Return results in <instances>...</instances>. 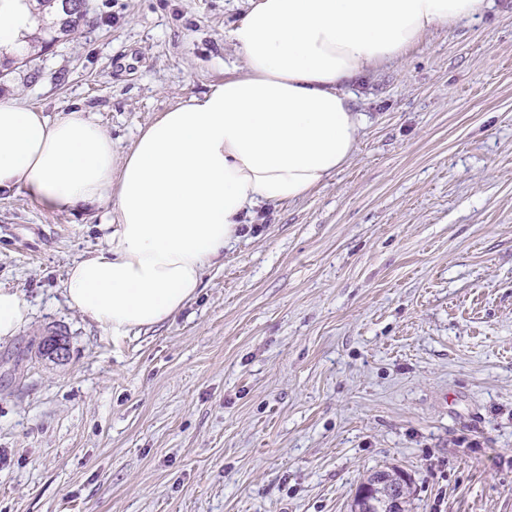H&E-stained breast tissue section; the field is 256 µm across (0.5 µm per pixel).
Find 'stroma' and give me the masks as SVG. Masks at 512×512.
<instances>
[{"mask_svg": "<svg viewBox=\"0 0 512 512\" xmlns=\"http://www.w3.org/2000/svg\"><path fill=\"white\" fill-rule=\"evenodd\" d=\"M248 7L88 0L0 98L84 109L127 151L240 66ZM346 91L350 161L256 209L184 310L120 340L63 295L105 209L0 194V285L32 308L0 342V512H351L386 466L413 512H512V0Z\"/></svg>", "mask_w": 512, "mask_h": 512, "instance_id": "stroma-1", "label": "stroma"}]
</instances>
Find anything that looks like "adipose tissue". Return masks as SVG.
Instances as JSON below:
<instances>
[{
    "instance_id": "1",
    "label": "adipose tissue",
    "mask_w": 512,
    "mask_h": 512,
    "mask_svg": "<svg viewBox=\"0 0 512 512\" xmlns=\"http://www.w3.org/2000/svg\"><path fill=\"white\" fill-rule=\"evenodd\" d=\"M487 0H251L227 32L240 73L140 129L121 153L85 110L55 117L0 99V193L46 208L111 204L108 246L74 261L68 305L113 339L180 313L249 209L302 199L350 160L366 117L346 86L400 62L433 29ZM27 0H0V48L22 50ZM30 320L0 286V342Z\"/></svg>"
}]
</instances>
